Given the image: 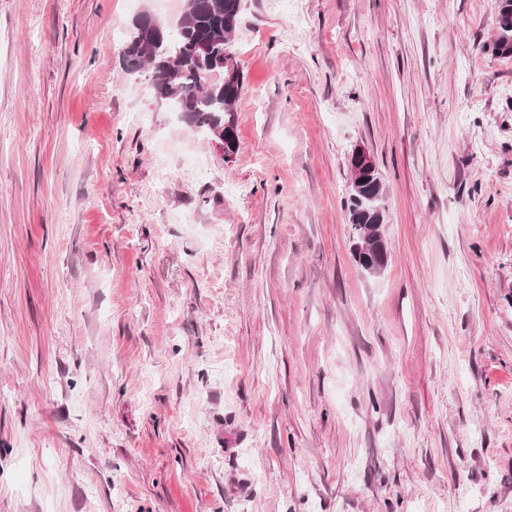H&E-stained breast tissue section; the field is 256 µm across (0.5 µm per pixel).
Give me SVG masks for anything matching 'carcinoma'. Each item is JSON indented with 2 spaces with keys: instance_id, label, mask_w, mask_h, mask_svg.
<instances>
[{
  "instance_id": "carcinoma-1",
  "label": "carcinoma",
  "mask_w": 512,
  "mask_h": 512,
  "mask_svg": "<svg viewBox=\"0 0 512 512\" xmlns=\"http://www.w3.org/2000/svg\"><path fill=\"white\" fill-rule=\"evenodd\" d=\"M243 0H188L187 8L173 26L162 29V50L166 60L154 59L126 41L122 60L132 73H147L156 94L168 99L176 111L184 113L193 126L213 134L234 130L235 105L243 92V75L233 83L216 79L201 46L234 53V41L227 40L231 28L238 26ZM492 50L512 56V0H497V27ZM365 193L376 197L374 209L362 197L348 196L345 208L352 238L363 244L372 241L370 253L353 248L359 266L371 261L385 267L388 253L385 238L379 237L386 223L385 188L380 173L367 177Z\"/></svg>"
}]
</instances>
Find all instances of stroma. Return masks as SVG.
I'll return each mask as SVG.
<instances>
[{"label":"stroma","instance_id":"obj_1","mask_svg":"<svg viewBox=\"0 0 512 512\" xmlns=\"http://www.w3.org/2000/svg\"><path fill=\"white\" fill-rule=\"evenodd\" d=\"M186 4L0 0V512H512L494 0H244L230 156L122 62ZM365 193L376 197L374 207L379 206V211L366 204L362 197L352 196L351 193L345 201L352 238L355 240L352 245L354 259L360 267H363L369 260L383 269L388 260L387 244L382 231L383 224H386V193L378 170L367 177ZM369 231L370 234H368ZM379 232L383 236L382 238L378 237ZM369 239H373L370 253H364L356 247L357 243L364 244Z\"/></svg>","mask_w":512,"mask_h":512}]
</instances>
